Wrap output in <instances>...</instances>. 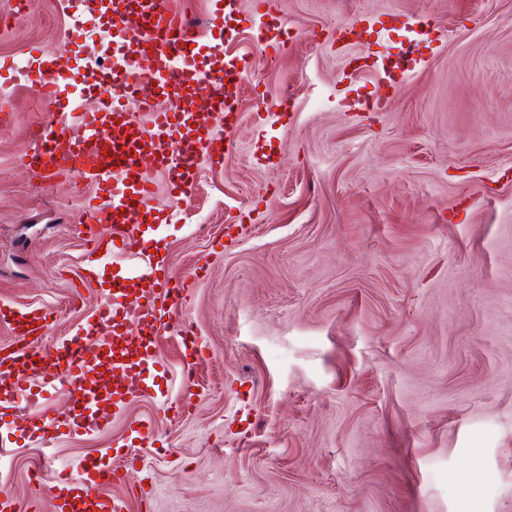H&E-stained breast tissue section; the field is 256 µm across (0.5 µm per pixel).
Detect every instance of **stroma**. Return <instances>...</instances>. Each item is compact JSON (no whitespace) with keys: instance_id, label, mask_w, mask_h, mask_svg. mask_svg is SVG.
Instances as JSON below:
<instances>
[{"instance_id":"1","label":"stroma","mask_w":512,"mask_h":512,"mask_svg":"<svg viewBox=\"0 0 512 512\" xmlns=\"http://www.w3.org/2000/svg\"><path fill=\"white\" fill-rule=\"evenodd\" d=\"M0 0V60L32 47L100 60L112 38L84 15L67 44V0L14 15ZM290 37L257 39L262 17L240 0L235 43L212 34L211 0H184L211 51L258 57L245 76L233 148L204 164L155 243L182 303L155 338L162 395L103 402L92 437L42 439L41 417L7 404L0 490L21 512H58L47 471L100 458L126 470L106 485L125 512H512V0H273ZM368 20L349 46L337 27ZM433 19L424 61L385 112L372 72L341 79L355 55L398 52L410 19ZM0 124V305L56 311L38 348L91 321L108 297L86 272L143 255L89 254L87 182H38L30 135L51 112L37 89L4 87ZM208 359L187 366L180 320ZM191 384L183 386V369ZM188 413L170 411L185 388ZM152 421L137 440L132 422ZM155 487L154 496L140 493Z\"/></svg>"}]
</instances>
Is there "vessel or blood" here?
<instances>
[{"instance_id":"vessel-or-blood-1","label":"vessel or blood","mask_w":512,"mask_h":512,"mask_svg":"<svg viewBox=\"0 0 512 512\" xmlns=\"http://www.w3.org/2000/svg\"><path fill=\"white\" fill-rule=\"evenodd\" d=\"M239 0H218L211 15L217 31L229 29ZM76 20L67 33L69 41L85 38L77 20L98 11L113 31V63L106 69L86 68L77 74L68 52L53 55L31 49L26 65L7 66V84L39 86L42 100L54 118L32 140L29 166L44 181L79 176L93 187L84 203L91 251L127 253L145 248L147 224H165L164 207L155 204V187L143 177L140 164L151 158L165 177L170 202L189 196L202 163H222L232 148L237 125L239 91L246 69L255 59H227L202 53L181 14V0H69ZM421 40L394 55L378 58L373 68L382 84L394 86L398 76L417 64ZM155 83L154 96L143 87ZM101 94L98 107L78 109L80 95ZM219 113L223 135L202 132L198 112ZM112 225L109 240H101L96 226ZM161 261L145 264L138 273L145 282L136 302H127V288L113 284L110 302L97 309L91 322L73 335L39 352L22 347L0 356V387L19 394L32 405L55 393L60 377H67V394L73 410L62 419L44 421L43 432L90 435L100 429V395L92 375L104 347L112 349V401L148 391L142 374L152 362L150 348L161 329L158 303L168 298L178 306L181 291H160ZM10 314L20 336L42 335L56 319L50 308L18 305ZM123 477L107 464L91 461L66 477L75 493L63 498L58 512H124L120 499L105 495L108 483Z\"/></svg>"}]
</instances>
